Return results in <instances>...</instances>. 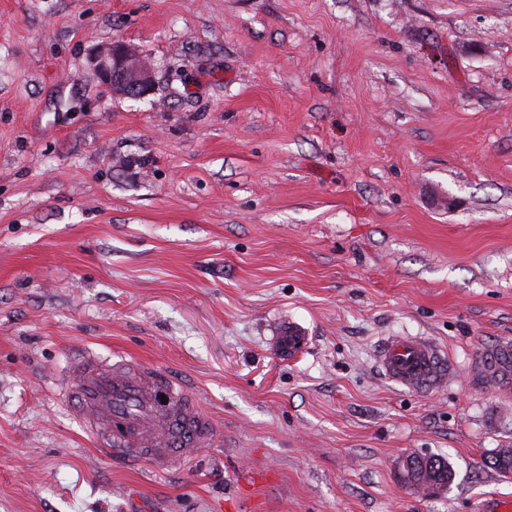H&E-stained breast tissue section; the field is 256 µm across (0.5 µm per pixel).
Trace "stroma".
Listing matches in <instances>:
<instances>
[{"mask_svg":"<svg viewBox=\"0 0 512 512\" xmlns=\"http://www.w3.org/2000/svg\"><path fill=\"white\" fill-rule=\"evenodd\" d=\"M117 40L149 96L95 72ZM386 336L445 381H388ZM503 340L512 0H0V512H479L512 499V394L469 375ZM84 350L169 371L213 446L104 456L54 383ZM91 63L100 79L114 92L143 98L153 89V71L129 45L116 41L97 50ZM377 362L386 379L414 390L434 388L446 374L440 350L428 338L388 337ZM426 461L427 464L431 466V470L428 467V471L432 472V478L434 480H440L442 482H446L447 484L451 482L453 477V470L447 460L440 457L430 456ZM426 461L422 457L413 455L406 458L404 468L410 481L415 482L416 476L425 474ZM421 470H423L422 473Z\"/></svg>","mask_w":512,"mask_h":512,"instance_id":"obj_1","label":"stroma"}]
</instances>
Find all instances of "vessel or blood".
<instances>
[{
    "label": "vessel or blood",
    "instance_id": "obj_1",
    "mask_svg": "<svg viewBox=\"0 0 512 512\" xmlns=\"http://www.w3.org/2000/svg\"><path fill=\"white\" fill-rule=\"evenodd\" d=\"M378 365L386 379L414 390L438 386L446 370L432 340L403 336L384 340ZM475 371L501 391L512 390V344L482 352ZM58 386L75 396L76 414L104 454L143 459L160 472L192 461L214 441L215 424L196 398L149 363H111L87 351Z\"/></svg>",
    "mask_w": 512,
    "mask_h": 512
}]
</instances>
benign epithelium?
<instances>
[{
  "label": "benign epithelium",
  "mask_w": 512,
  "mask_h": 512,
  "mask_svg": "<svg viewBox=\"0 0 512 512\" xmlns=\"http://www.w3.org/2000/svg\"><path fill=\"white\" fill-rule=\"evenodd\" d=\"M91 63L100 79L115 93L132 98H143L153 89V71L129 45L116 41L97 50ZM410 481L426 470V461L409 456L404 463Z\"/></svg>",
  "instance_id": "obj_1"
}]
</instances>
